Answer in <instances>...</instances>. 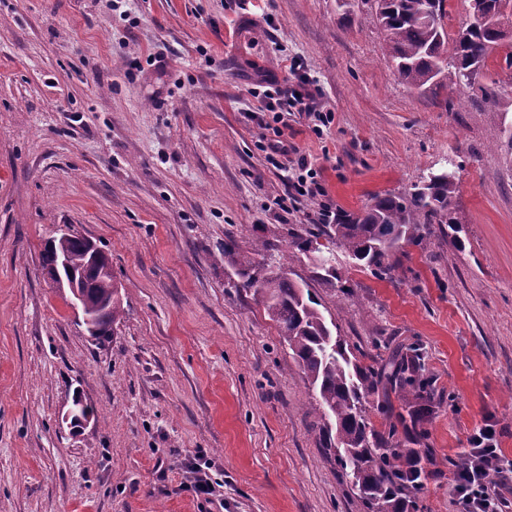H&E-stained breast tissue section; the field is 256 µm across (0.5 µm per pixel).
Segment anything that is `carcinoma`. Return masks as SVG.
<instances>
[{"instance_id":"carcinoma-1","label":"carcinoma","mask_w":512,"mask_h":512,"mask_svg":"<svg viewBox=\"0 0 512 512\" xmlns=\"http://www.w3.org/2000/svg\"><path fill=\"white\" fill-rule=\"evenodd\" d=\"M370 2L406 84L434 92L444 87L439 79L442 70L452 68L456 86L497 97L498 80L489 72V61L501 39L498 27L475 28L468 21L450 36L445 27L450 0ZM469 2L472 17H504L512 8V0ZM458 187L457 178L437 170L405 192L376 194L360 213L338 212L336 223L324 232L327 243L345 248L356 263L385 279L396 268L392 257L402 243L421 241L432 224H454L450 205ZM60 251L67 253L70 270L85 278L93 324L107 334L125 314L109 259L103 258V269H91L84 240L74 236L45 245L43 270L53 271ZM224 257L237 276L233 287L263 302L304 380L318 393L325 445L342 470L352 469L359 512H418V494L427 479L423 455L418 448L403 447L395 436L398 428H415L433 412L435 398L422 374V353L416 348L395 351L380 368L363 365L332 333L311 295L288 277V253L278 244L263 240L253 251L242 253L230 238L224 243ZM375 394L383 398L381 408L388 414L386 434L370 422L367 400Z\"/></svg>"}]
</instances>
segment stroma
<instances>
[{"mask_svg":"<svg viewBox=\"0 0 512 512\" xmlns=\"http://www.w3.org/2000/svg\"><path fill=\"white\" fill-rule=\"evenodd\" d=\"M337 0H0V512H358L277 323L232 288L224 240L288 246L365 365L424 355L419 512H452V459L493 426L512 459V73L498 101L410 88L370 5ZM302 76L332 120L285 114L274 168L251 121L259 79ZM456 163L453 231L403 244L391 278L300 244ZM319 193L281 209L301 168ZM70 229L103 250L126 308L98 342L42 273ZM95 411L71 426L74 399ZM223 505L197 499L195 455Z\"/></svg>","mask_w":512,"mask_h":512,"instance_id":"1","label":"stroma"}]
</instances>
